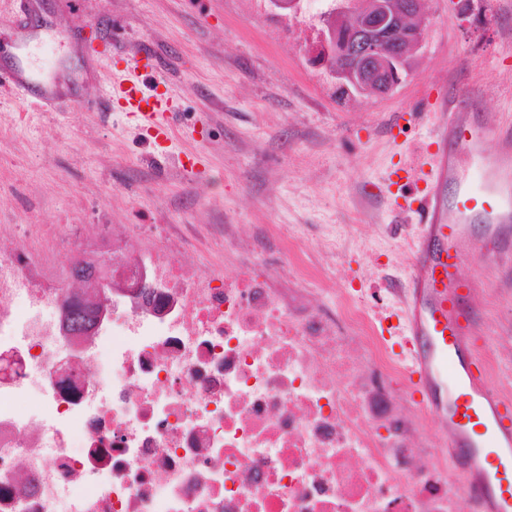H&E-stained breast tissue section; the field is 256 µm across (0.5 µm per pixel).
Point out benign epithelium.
I'll use <instances>...</instances> for the list:
<instances>
[{
    "instance_id": "1",
    "label": "benign epithelium",
    "mask_w": 512,
    "mask_h": 512,
    "mask_svg": "<svg viewBox=\"0 0 512 512\" xmlns=\"http://www.w3.org/2000/svg\"><path fill=\"white\" fill-rule=\"evenodd\" d=\"M422 0H339L314 60L357 95H385L409 72L425 35Z\"/></svg>"
}]
</instances>
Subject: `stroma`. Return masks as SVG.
I'll return each mask as SVG.
<instances>
[{
	"label": "stroma",
	"mask_w": 512,
	"mask_h": 512,
	"mask_svg": "<svg viewBox=\"0 0 512 512\" xmlns=\"http://www.w3.org/2000/svg\"><path fill=\"white\" fill-rule=\"evenodd\" d=\"M337 0H0V66L26 36L53 28L57 99L26 100L0 80V240L21 228L77 231L96 250L104 227L141 253L175 247L235 274L250 252L289 287L379 321L399 302L421 222L396 169L413 168L435 133L437 103L475 122L512 114V0H423L426 31L410 71L383 96H348L312 49ZM142 74L177 108L168 140L109 108L112 72L139 51ZM405 121H398V114ZM131 234V233H130ZM238 240L228 250L225 239ZM475 312L490 380L512 396V271L480 261Z\"/></svg>",
	"instance_id": "1"
}]
</instances>
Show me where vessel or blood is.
Listing matches in <instances>:
<instances>
[{
    "mask_svg": "<svg viewBox=\"0 0 512 512\" xmlns=\"http://www.w3.org/2000/svg\"><path fill=\"white\" fill-rule=\"evenodd\" d=\"M52 54L46 42L22 46L5 71L9 83L50 104L56 92L43 72ZM156 65L149 52L131 59L109 99L123 102L144 129L166 136L173 102L140 83L142 69ZM441 108L446 116L425 148L429 171L405 176L407 184L423 186L425 218L413 239L402 309L385 331L407 361L412 401L434 416L448 439L449 457L483 512H512V399L489 383L478 346L476 283L466 272L479 260L512 257V122L473 125L454 102ZM491 138L497 144L490 150Z\"/></svg>",
    "mask_w": 512,
    "mask_h": 512,
    "instance_id": "obj_1",
    "label": "vessel or blood"
}]
</instances>
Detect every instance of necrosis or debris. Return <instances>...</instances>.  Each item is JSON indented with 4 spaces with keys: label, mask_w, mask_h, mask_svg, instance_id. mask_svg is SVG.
<instances>
[{
    "label": "necrosis or debris",
    "mask_w": 512,
    "mask_h": 512,
    "mask_svg": "<svg viewBox=\"0 0 512 512\" xmlns=\"http://www.w3.org/2000/svg\"><path fill=\"white\" fill-rule=\"evenodd\" d=\"M363 320L255 264L125 255L85 293L0 251V512H459Z\"/></svg>",
    "instance_id": "4bbe7bcc"
}]
</instances>
